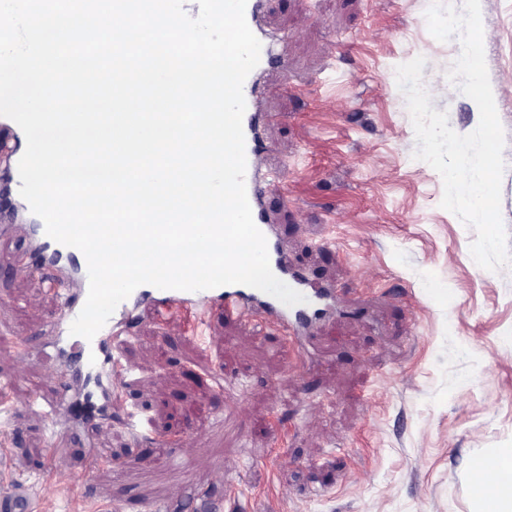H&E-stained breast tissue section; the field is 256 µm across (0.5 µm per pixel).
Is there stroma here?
Returning <instances> with one entry per match:
<instances>
[{
    "mask_svg": "<svg viewBox=\"0 0 512 512\" xmlns=\"http://www.w3.org/2000/svg\"><path fill=\"white\" fill-rule=\"evenodd\" d=\"M433 0H274L266 24L288 35L265 80L271 174L267 208L292 263L336 283L341 313L323 324L325 355L293 369L271 331L212 309L197 330L139 310L120 357L126 378L108 427L64 450L68 478L46 470L49 435L33 400L53 397L61 361L42 348L61 299L17 272L31 245L0 180V490L25 483L35 512H470L477 458L512 448V265L471 257L474 230L441 207L440 174L417 160L396 68L424 57L423 86L461 135L476 103L446 73L458 37L437 41ZM492 86L512 84V0H481ZM504 130L501 216L512 251V94ZM223 388L197 385L203 368ZM191 457V479L167 457ZM223 477H216V465Z\"/></svg>",
    "mask_w": 512,
    "mask_h": 512,
    "instance_id": "1",
    "label": "stroma"
}]
</instances>
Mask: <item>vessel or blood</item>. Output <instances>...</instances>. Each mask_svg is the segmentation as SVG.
Here are the masks:
<instances>
[{
    "mask_svg": "<svg viewBox=\"0 0 512 512\" xmlns=\"http://www.w3.org/2000/svg\"><path fill=\"white\" fill-rule=\"evenodd\" d=\"M271 2L247 0L245 11L247 23L261 43L259 63L243 86L246 100L242 120L247 159L245 185L254 221L267 241L270 268L278 279L304 296V303L288 306L267 293L242 284L196 292L143 285L136 288L129 299L120 303L94 338L88 340L70 333V326L82 310L88 294L89 281L81 279L78 287L63 291L61 312L51 333L44 338L46 345H62L70 351L64 361L67 377L58 396L55 401L44 405V413L50 419H57L59 413L63 412L71 419L85 424L111 422L112 405L120 398L122 376L121 371L114 368L116 351L126 342L135 327V316L131 308L133 302L149 301L160 315L189 306L203 309L216 306L223 310L225 317L247 320L261 328H275L285 343L292 345L298 344L297 339L303 331L320 320L335 300L336 287H311L303 273L290 266L288 247L277 236L264 205L270 179L263 164L267 146L262 130L274 119L273 113L261 107L262 99L269 91L264 76L270 63L282 58L288 42L287 34L271 31L263 24V17ZM0 128L11 134L12 142L8 149L14 159L13 165L5 170L4 175L16 184L20 181L16 162L25 152L26 138L20 127L9 118L0 116ZM80 255V250L48 237L44 224L40 223L36 226L33 252L18 258L16 268L51 282L55 279L56 259L77 258ZM0 512H32L29 487L21 482H12L6 491L0 493Z\"/></svg>",
    "mask_w": 512,
    "mask_h": 512,
    "instance_id": "vessel-or-blood-1",
    "label": "vessel or blood"
}]
</instances>
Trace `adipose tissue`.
<instances>
[{
  "label": "adipose tissue",
  "instance_id": "1",
  "mask_svg": "<svg viewBox=\"0 0 512 512\" xmlns=\"http://www.w3.org/2000/svg\"><path fill=\"white\" fill-rule=\"evenodd\" d=\"M478 484L471 512H512V448L481 462Z\"/></svg>",
  "mask_w": 512,
  "mask_h": 512
}]
</instances>
